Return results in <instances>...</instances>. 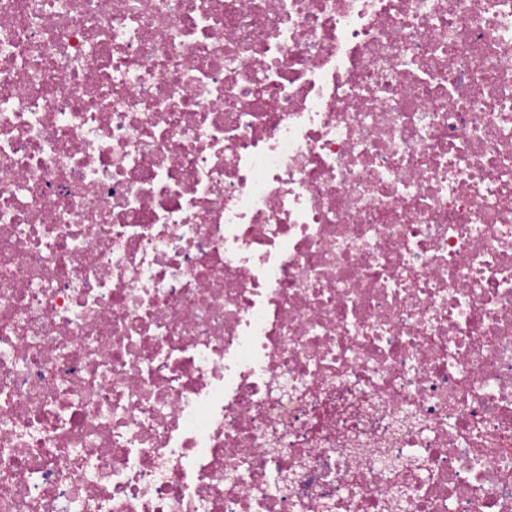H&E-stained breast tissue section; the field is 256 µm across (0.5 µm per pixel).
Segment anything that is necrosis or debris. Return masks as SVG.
Instances as JSON below:
<instances>
[{
  "label": "necrosis or debris",
  "instance_id": "obj_1",
  "mask_svg": "<svg viewBox=\"0 0 512 512\" xmlns=\"http://www.w3.org/2000/svg\"><path fill=\"white\" fill-rule=\"evenodd\" d=\"M0 0V512H512V0Z\"/></svg>",
  "mask_w": 512,
  "mask_h": 512
}]
</instances>
